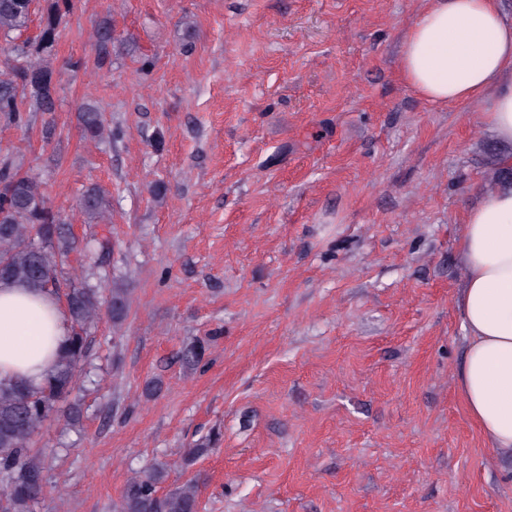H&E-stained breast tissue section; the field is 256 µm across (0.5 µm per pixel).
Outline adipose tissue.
<instances>
[{
	"instance_id": "adipose-tissue-1",
	"label": "adipose tissue",
	"mask_w": 512,
	"mask_h": 512,
	"mask_svg": "<svg viewBox=\"0 0 512 512\" xmlns=\"http://www.w3.org/2000/svg\"><path fill=\"white\" fill-rule=\"evenodd\" d=\"M400 72L426 100L484 102L482 124L512 144V16L500 0H424L405 34ZM466 267L457 306L467 346L457 387L493 447L512 453V186L484 194L465 215ZM70 322L53 295L0 286V380L39 386Z\"/></svg>"
}]
</instances>
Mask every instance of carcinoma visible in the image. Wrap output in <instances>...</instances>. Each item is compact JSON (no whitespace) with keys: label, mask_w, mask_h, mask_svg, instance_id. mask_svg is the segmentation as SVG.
<instances>
[{"label":"carcinoma","mask_w":512,"mask_h":512,"mask_svg":"<svg viewBox=\"0 0 512 512\" xmlns=\"http://www.w3.org/2000/svg\"><path fill=\"white\" fill-rule=\"evenodd\" d=\"M34 0H0V40L10 47L0 58V116L21 124L25 112H53L57 91L49 62L33 60L35 54H50L63 17L71 0H52L40 17L38 41L23 37L31 21ZM96 44L100 63L112 57V29H97ZM83 133L102 140L112 134L102 112L87 104L78 113ZM0 285L22 284L36 291L63 294L70 320V334L61 345L54 369L40 387L21 382L0 381V512H34L48 486L46 457L33 451L31 443L43 423L61 413L60 402L70 400L64 412L66 424L81 419V403L70 399L77 388L82 365L90 353L87 330L99 312L98 270L110 255L109 242L91 237L84 243L90 255L85 277L71 280L65 276L62 258L75 247V240L64 228L65 220L47 202L36 178L21 172L16 159L0 160ZM88 222L105 218L100 192L91 189L82 199ZM126 294L112 289L110 314L118 324L126 316ZM166 465L156 461L145 467L125 485L112 512H201L197 482L159 493Z\"/></svg>","instance_id":"1"}]
</instances>
